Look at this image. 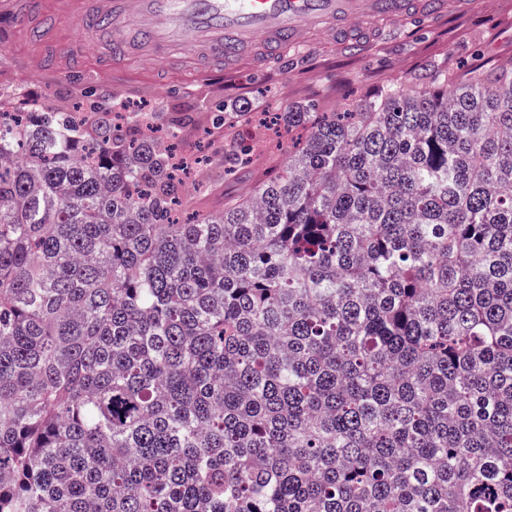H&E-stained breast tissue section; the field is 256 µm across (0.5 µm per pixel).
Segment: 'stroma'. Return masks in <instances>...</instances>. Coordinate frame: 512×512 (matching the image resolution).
I'll list each match as a JSON object with an SVG mask.
<instances>
[{
	"label": "stroma",
	"instance_id": "1",
	"mask_svg": "<svg viewBox=\"0 0 512 512\" xmlns=\"http://www.w3.org/2000/svg\"><path fill=\"white\" fill-rule=\"evenodd\" d=\"M357 40L358 48L351 50L346 38L323 34L271 56L262 69L243 62L222 80L173 74L143 60L109 83L96 74L93 45H86L83 63L36 70L26 64L24 44L10 42L0 47V93L23 87L50 112L65 110L84 96L98 112L119 103L131 110L196 116L249 105L254 120L237 126L233 134L253 145L255 157L237 179L224 177V134L196 125L183 132L185 149L208 158L207 190L184 186L183 205L190 211L219 213L225 200L241 196L287 158L288 133L267 126L266 113L309 104L333 112L390 82L427 86L431 69L437 67L461 73L476 64L512 60V0H483L473 10L435 20L412 16L381 21L365 28Z\"/></svg>",
	"mask_w": 512,
	"mask_h": 512
}]
</instances>
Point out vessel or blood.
Returning <instances> with one entry per match:
<instances>
[{"label":"vessel or blood","mask_w":512,"mask_h":512,"mask_svg":"<svg viewBox=\"0 0 512 512\" xmlns=\"http://www.w3.org/2000/svg\"><path fill=\"white\" fill-rule=\"evenodd\" d=\"M447 0H14L18 32L34 43L32 61L53 46L60 60L84 50L65 40L58 21L75 22L88 40L103 41L96 58L102 80L118 61L146 56L174 62L185 47L224 59L234 71L245 54H273L297 45L308 33L342 34L382 18L405 19L413 10L430 18L447 15Z\"/></svg>","instance_id":"1"}]
</instances>
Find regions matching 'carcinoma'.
Returning a JSON list of instances; mask_svg holds the SVG:
<instances>
[{
	"label": "carcinoma",
	"instance_id": "obj_1",
	"mask_svg": "<svg viewBox=\"0 0 512 512\" xmlns=\"http://www.w3.org/2000/svg\"><path fill=\"white\" fill-rule=\"evenodd\" d=\"M272 119L0 120V512H512V66Z\"/></svg>",
	"mask_w": 512,
	"mask_h": 512
}]
</instances>
